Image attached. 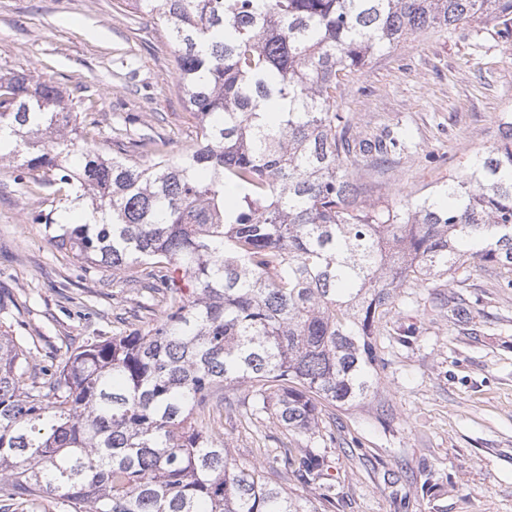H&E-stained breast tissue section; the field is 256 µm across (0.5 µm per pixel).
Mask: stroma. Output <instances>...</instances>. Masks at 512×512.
<instances>
[{
    "instance_id": "35a3bbf8",
    "label": "stroma",
    "mask_w": 512,
    "mask_h": 512,
    "mask_svg": "<svg viewBox=\"0 0 512 512\" xmlns=\"http://www.w3.org/2000/svg\"><path fill=\"white\" fill-rule=\"evenodd\" d=\"M118 0H0V71H23L90 100L76 132L103 151L112 128L137 118L172 151L197 123L176 82L161 25L131 23ZM336 109L354 130L400 132V157L350 168L389 205L428 193L500 141L512 119V31L460 23L410 36L343 78ZM0 166V329L30 344L35 364L57 365L90 338L149 331L165 305L138 310L124 275L84 263L48 241L42 212L62 219L59 193L28 194ZM469 310L456 320L449 297ZM378 375L359 407H325L314 444L335 486L332 512H512V271L496 264L445 276L436 288H404L377 334ZM235 409L208 424L243 466L310 498L314 486L285 471L281 443L301 436L268 417L250 419L247 390L224 386Z\"/></svg>"
}]
</instances>
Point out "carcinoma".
Returning a JSON list of instances; mask_svg holds the SVG:
<instances>
[{"mask_svg": "<svg viewBox=\"0 0 512 512\" xmlns=\"http://www.w3.org/2000/svg\"><path fill=\"white\" fill-rule=\"evenodd\" d=\"M157 19L198 121L171 154L152 128H112L109 155L73 137L55 82L0 73V162L35 193L83 206L50 244L129 274L174 266L144 288L166 315L152 330L91 339L54 371L0 330V512L50 498L55 512H329L323 460L283 446L285 468L324 487L310 499L236 462L202 431L248 387L265 414L312 442L323 407L374 384L373 336L399 290L469 264L512 270V122L496 147L399 206L369 200L351 152L406 148L362 136L336 111L340 77L385 46L462 21L512 28V0H121ZM132 152L150 158H123ZM30 383L21 384L22 378Z\"/></svg>", "mask_w": 512, "mask_h": 512, "instance_id": "cac0c4a2", "label": "carcinoma"}]
</instances>
